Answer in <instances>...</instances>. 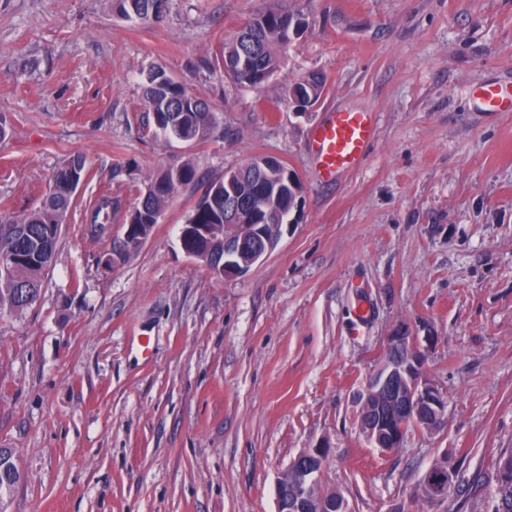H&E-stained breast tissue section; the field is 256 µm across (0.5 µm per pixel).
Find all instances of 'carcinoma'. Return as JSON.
<instances>
[{
	"mask_svg": "<svg viewBox=\"0 0 512 512\" xmlns=\"http://www.w3.org/2000/svg\"><path fill=\"white\" fill-rule=\"evenodd\" d=\"M120 15L144 26L160 20L168 0H116ZM307 26L300 14L286 6H269L259 11L245 28L224 43L216 63L233 82L258 87L268 81L283 63L291 36ZM291 89L301 93L295 108L309 111L322 97L325 81L316 73L303 76ZM145 110L153 115L155 132L167 143L207 141L218 125V117L204 100L183 84L173 82L162 70L153 71L143 94ZM65 162L43 190L38 204L21 214L11 213L0 222V313H17L31 306L41 295L43 279L55 262L60 232L73 203V196L60 186V178L70 171ZM197 181V170L190 161L170 166L151 179L128 223L140 225L150 234L178 188ZM293 190L279 195L266 190L256 176L244 186L243 200L256 212L288 208ZM117 207L112 196L100 197L91 212L90 223L95 235H103L112 223ZM188 224L224 223V179L212 181L195 203L186 219ZM495 512H512V483L495 490Z\"/></svg>",
	"mask_w": 512,
	"mask_h": 512,
	"instance_id": "cac0c4a2",
	"label": "carcinoma"
}]
</instances>
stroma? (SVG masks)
I'll list each match as a JSON object with an SVG mask.
<instances>
[{
    "label": "stroma",
    "mask_w": 512,
    "mask_h": 512,
    "mask_svg": "<svg viewBox=\"0 0 512 512\" xmlns=\"http://www.w3.org/2000/svg\"><path fill=\"white\" fill-rule=\"evenodd\" d=\"M114 0H0V211H23L54 171L86 160L38 302L0 314V448L21 480L0 512H276V483L324 443L323 485L352 512H493L512 448V0H288L309 29L252 88L215 65L225 38L277 0H170L142 26ZM162 68L220 125L188 147L156 137L142 85ZM308 112L288 89L309 72ZM332 109L376 116L363 164L320 182L310 134ZM259 155L301 183L275 249L222 279L179 229L210 182ZM192 158L147 239L108 253L149 180ZM118 204L106 235L87 215ZM434 336L424 374L448 425L384 454L361 396L399 327ZM441 505L415 490L436 459ZM298 91L302 94L299 102L291 100L298 112L309 111L308 107H313L322 97L325 90V81L318 76L317 73H310L303 76L300 80L295 82L289 89ZM477 98L486 112H512V88L498 82L477 87Z\"/></svg>",
    "instance_id": "stroma-1"
}]
</instances>
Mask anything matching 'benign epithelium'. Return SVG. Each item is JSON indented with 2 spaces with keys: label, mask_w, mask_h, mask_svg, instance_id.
I'll return each mask as SVG.
<instances>
[{
  "label": "benign epithelium",
  "mask_w": 512,
  "mask_h": 512,
  "mask_svg": "<svg viewBox=\"0 0 512 512\" xmlns=\"http://www.w3.org/2000/svg\"><path fill=\"white\" fill-rule=\"evenodd\" d=\"M270 177L275 190L296 184V179L274 157L252 158L244 166L228 172L224 180V210L240 211L236 182L247 171ZM196 238L206 244L202 253L186 254L206 263L213 274L224 279L245 275L276 247L280 236L267 237L257 224H184L180 239ZM424 351L413 343L409 330L400 328L389 337L382 366L368 380L362 396L360 433L373 447L390 452L401 446L408 418L428 431L446 425L448 397L429 382L422 371ZM328 446L324 443L296 454L277 480V512H351L339 492L323 490L321 475ZM452 470L444 461L435 462L419 484L417 494L431 504L448 500Z\"/></svg>",
  "instance_id": "7a95c632"
}]
</instances>
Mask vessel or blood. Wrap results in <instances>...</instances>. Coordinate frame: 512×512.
Returning <instances> with one entry per match:
<instances>
[{"label": "vessel or blood", "mask_w": 512, "mask_h": 512, "mask_svg": "<svg viewBox=\"0 0 512 512\" xmlns=\"http://www.w3.org/2000/svg\"><path fill=\"white\" fill-rule=\"evenodd\" d=\"M484 111L512 112V87L487 82L477 88ZM375 136L372 113L335 110L312 130L310 148L321 181L330 182L346 171L355 169L364 159Z\"/></svg>", "instance_id": "b4317fda"}]
</instances>
